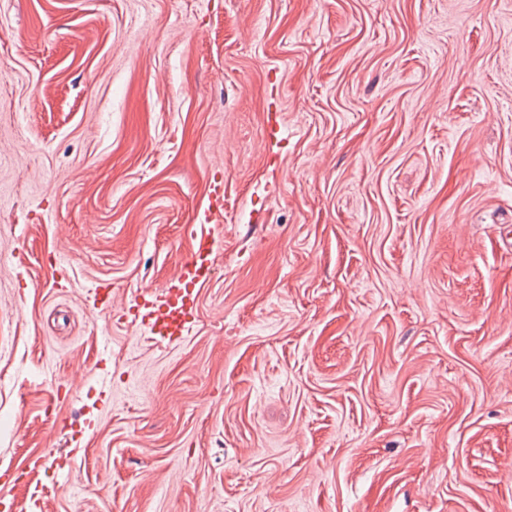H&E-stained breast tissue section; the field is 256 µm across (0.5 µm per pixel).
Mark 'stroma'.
I'll return each instance as SVG.
<instances>
[{
	"label": "stroma",
	"instance_id": "stroma-1",
	"mask_svg": "<svg viewBox=\"0 0 512 512\" xmlns=\"http://www.w3.org/2000/svg\"><path fill=\"white\" fill-rule=\"evenodd\" d=\"M0 512H512V0H0ZM213 245L211 237H202L181 263L173 282L159 293L144 291L141 300L145 312L134 317L136 328L144 335L156 342H170L191 334L199 288L211 276Z\"/></svg>",
	"mask_w": 512,
	"mask_h": 512
}]
</instances>
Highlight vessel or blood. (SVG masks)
<instances>
[{"instance_id":"obj_1","label":"vessel or blood","mask_w":512,"mask_h":512,"mask_svg":"<svg viewBox=\"0 0 512 512\" xmlns=\"http://www.w3.org/2000/svg\"><path fill=\"white\" fill-rule=\"evenodd\" d=\"M213 245L211 238L200 239L181 263L173 282L161 292H144V311L134 318L136 328L144 335L158 342H170L191 334L199 289L211 276Z\"/></svg>"}]
</instances>
